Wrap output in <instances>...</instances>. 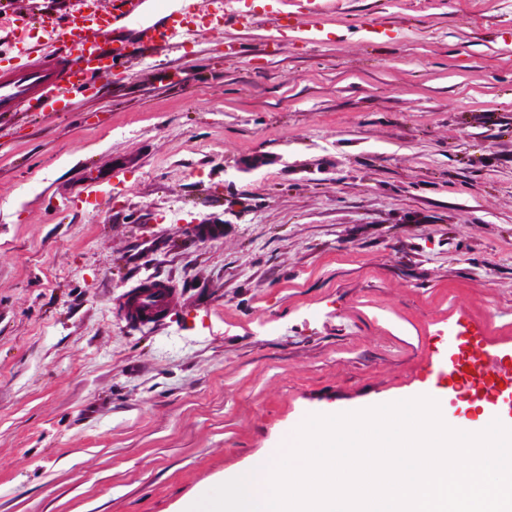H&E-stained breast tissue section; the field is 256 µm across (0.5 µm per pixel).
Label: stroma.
Segmentation results:
<instances>
[{"mask_svg":"<svg viewBox=\"0 0 512 512\" xmlns=\"http://www.w3.org/2000/svg\"><path fill=\"white\" fill-rule=\"evenodd\" d=\"M333 4L227 0L0 129V512H183L307 415L485 397L432 369L512 353V0ZM209 4L214 5L210 12L209 30L224 32L229 25H243L244 18L240 13H228L224 11V1L210 0ZM171 302V291L165 284L154 281L150 286H145L137 294L132 309L128 312L131 319H143V322L159 318L162 311Z\"/></svg>","mask_w":512,"mask_h":512,"instance_id":"obj_1","label":"stroma"}]
</instances>
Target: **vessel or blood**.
Listing matches in <instances>:
<instances>
[{
  "label": "vessel or blood",
  "mask_w": 512,
  "mask_h": 512,
  "mask_svg": "<svg viewBox=\"0 0 512 512\" xmlns=\"http://www.w3.org/2000/svg\"><path fill=\"white\" fill-rule=\"evenodd\" d=\"M210 28L224 31L243 24L238 13L224 10L223 0H210ZM198 0H71L64 14L47 11L37 22L49 45H28L19 62L0 65V117L17 112H45L73 95L96 88L103 77L127 71L131 62L149 52L177 48L181 38L196 33ZM171 302V292L153 282L137 294L129 311L132 318L157 319ZM478 380L503 383L500 403L512 411V374L504 354L489 346L472 358Z\"/></svg>",
  "instance_id": "b4317fda"
}]
</instances>
